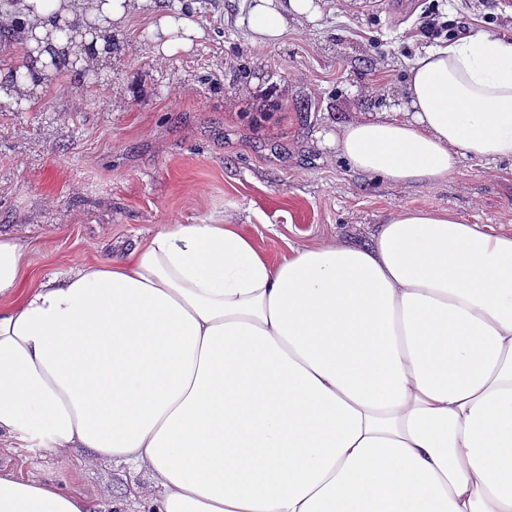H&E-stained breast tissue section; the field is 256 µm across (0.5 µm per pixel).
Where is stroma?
Listing matches in <instances>:
<instances>
[{
  "label": "stroma",
  "mask_w": 512,
  "mask_h": 512,
  "mask_svg": "<svg viewBox=\"0 0 512 512\" xmlns=\"http://www.w3.org/2000/svg\"><path fill=\"white\" fill-rule=\"evenodd\" d=\"M246 0H196L207 36L166 61L128 28L110 62L64 72L29 104L0 100V232L28 243L25 283L117 260L160 226L239 225L272 260L293 246L368 242L399 207L445 206L512 234V161L461 159L447 180L396 188L338 157V123L388 112L430 40L426 15L512 29L504 0H324L275 45L254 42ZM43 474L112 512L143 474L40 459Z\"/></svg>",
  "instance_id": "35a3bbf8"
}]
</instances>
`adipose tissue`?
<instances>
[{"instance_id": "obj_1", "label": "adipose tissue", "mask_w": 512, "mask_h": 512, "mask_svg": "<svg viewBox=\"0 0 512 512\" xmlns=\"http://www.w3.org/2000/svg\"><path fill=\"white\" fill-rule=\"evenodd\" d=\"M272 44L322 0H249ZM148 14L166 59L193 0L0 2L41 81L101 61ZM94 32L67 38V22ZM391 115L340 126L357 173L405 187L512 160V33L419 53ZM0 234V512H97L32 455L148 475L114 512H512V234L400 208L369 242L271 261L233 224L163 225L118 261L24 286Z\"/></svg>"}]
</instances>
